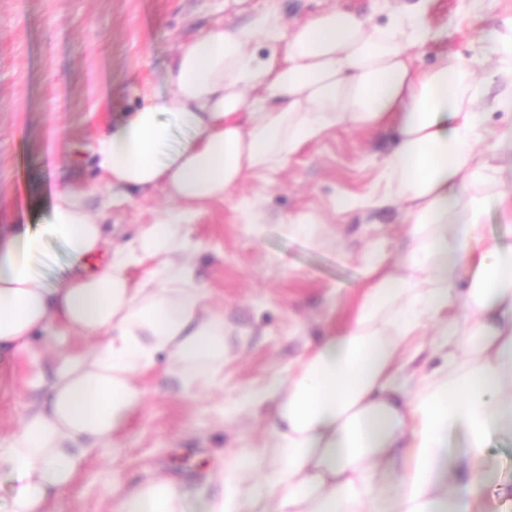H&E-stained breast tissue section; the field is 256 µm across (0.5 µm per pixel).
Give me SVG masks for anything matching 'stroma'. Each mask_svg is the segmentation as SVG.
<instances>
[{"instance_id":"35a3bbf8","label":"stroma","mask_w":512,"mask_h":512,"mask_svg":"<svg viewBox=\"0 0 512 512\" xmlns=\"http://www.w3.org/2000/svg\"><path fill=\"white\" fill-rule=\"evenodd\" d=\"M424 9L437 37L414 53L427 68L440 55L480 57L478 111L500 140L497 171L484 194L512 195V67L493 53L512 30V0L485 12L481 0H400ZM336 8L382 22L385 0H0V228L13 223L27 193L45 223L55 190L95 179L94 149L136 93L158 85L181 46L216 25L242 27L277 16L282 29ZM397 143L392 125L336 126L288 166L242 183L207 205L190 227L207 306L224 315V368L206 391L188 392L166 357L142 379L145 397L120 434V451L92 456L49 512H113L121 489L167 475L198 497L210 494L227 455L262 443L267 408L247 392L283 377L323 336L353 321L367 285L370 252L400 272L411 223L401 204H370L381 161ZM351 210L337 209L340 200ZM171 203L163 191L104 209L114 245L135 239ZM309 222V235L285 226ZM89 338L62 347L39 334L30 353L0 369V439L17 428L36 397L31 380L50 372L60 351L82 352ZM476 495L484 512H512V428L495 432Z\"/></svg>"}]
</instances>
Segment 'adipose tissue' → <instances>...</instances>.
<instances>
[{
  "label": "adipose tissue",
  "mask_w": 512,
  "mask_h": 512,
  "mask_svg": "<svg viewBox=\"0 0 512 512\" xmlns=\"http://www.w3.org/2000/svg\"><path fill=\"white\" fill-rule=\"evenodd\" d=\"M280 36L266 15L209 30L99 142L110 202L161 188L176 204L133 243L113 247L91 189L72 184L55 192L46 223H30V200L8 227L0 350L27 351L54 322L94 344L38 378L44 400L0 444L12 484L0 512H48L93 454L117 447L158 355L187 387L213 385L224 319L205 315L187 258L199 211L332 126L386 123L399 143L382 161L378 201L405 202L412 218L404 274L370 257L374 282L353 323L248 395L272 406V444L226 461L219 493L194 504L176 479L156 477L123 491L113 512H480L476 466L493 431L512 425V244L482 234L485 200L472 192L486 170L476 148L492 135L474 109L478 83L451 55L414 67L412 50L433 37L421 12L376 23L329 10L296 27L284 54L250 49ZM52 241L69 257L55 282L41 270ZM144 261L148 275L132 281ZM438 320L442 364L408 381L397 351ZM457 431L464 445L449 447Z\"/></svg>",
  "instance_id": "adipose-tissue-1"
}]
</instances>
